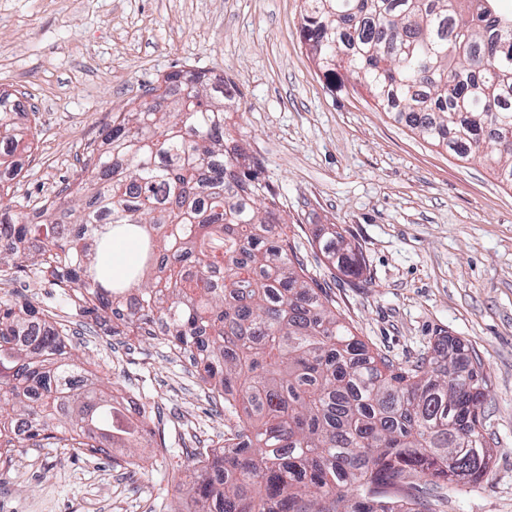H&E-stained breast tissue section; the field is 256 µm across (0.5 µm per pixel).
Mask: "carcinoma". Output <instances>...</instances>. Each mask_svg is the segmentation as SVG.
I'll return each mask as SVG.
<instances>
[{
    "label": "carcinoma",
    "mask_w": 512,
    "mask_h": 512,
    "mask_svg": "<svg viewBox=\"0 0 512 512\" xmlns=\"http://www.w3.org/2000/svg\"><path fill=\"white\" fill-rule=\"evenodd\" d=\"M303 2L324 75L344 71L380 110L512 186V13L497 0ZM148 95L54 198L29 210L0 180V281L32 277L76 316L67 326L0 296V458L25 442L92 457L142 447L144 424L67 351L92 317L185 355L224 404V444L187 454L191 481L167 476L196 512H434L442 491L482 480L479 357L440 336L399 363L352 332L291 243L281 193L232 137L224 77L181 69ZM20 114L0 95V167L13 166ZM115 240L137 259L111 277ZM312 244L362 276L336 225Z\"/></svg>",
    "instance_id": "cac0c4a2"
}]
</instances>
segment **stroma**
Wrapping results in <instances>:
<instances>
[{"label":"stroma","mask_w":512,"mask_h":512,"mask_svg":"<svg viewBox=\"0 0 512 512\" xmlns=\"http://www.w3.org/2000/svg\"><path fill=\"white\" fill-rule=\"evenodd\" d=\"M302 0H0V91L36 111L17 149L15 200L38 205L72 180L112 118L166 74L207 70L235 85L232 135L283 196L312 278L357 336L399 362L459 338L489 382L481 414L494 450L480 482L449 489L439 512H512V188L488 164L423 140L378 110L352 78L326 77L302 31ZM335 224L358 245L353 280L311 244ZM112 394L136 399L169 452L131 476L111 457L24 444L0 461V512H187L161 497L184 449L217 445L224 419L185 359L105 328L71 337Z\"/></svg>","instance_id":"35a3bbf8"}]
</instances>
